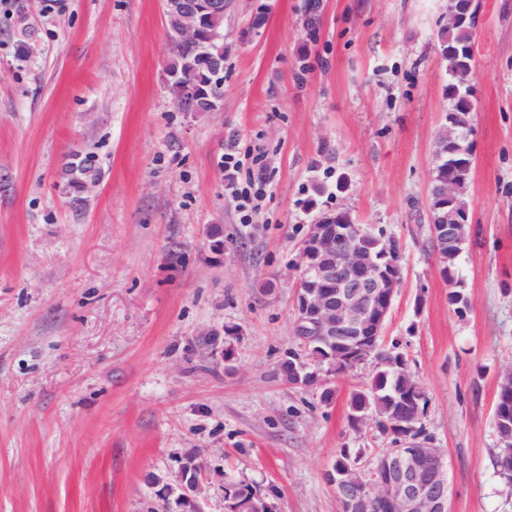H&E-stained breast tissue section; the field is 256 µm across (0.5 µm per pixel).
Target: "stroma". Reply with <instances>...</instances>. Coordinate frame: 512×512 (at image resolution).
Instances as JSON below:
<instances>
[{"instance_id":"1","label":"stroma","mask_w":512,"mask_h":512,"mask_svg":"<svg viewBox=\"0 0 512 512\" xmlns=\"http://www.w3.org/2000/svg\"><path fill=\"white\" fill-rule=\"evenodd\" d=\"M449 2L319 0L310 28L308 0H226L224 96L182 112L162 0H0V512H227L228 479L274 512H341L340 450L363 467L391 445L349 425L376 365L306 387L278 374L303 242L336 209L399 248L381 348L428 400L452 512H512L493 421L512 372V0H474L470 225L450 282L423 246ZM257 148L269 183L246 224L222 156ZM76 152L102 170L78 213ZM191 464L190 504L163 501Z\"/></svg>"}]
</instances>
